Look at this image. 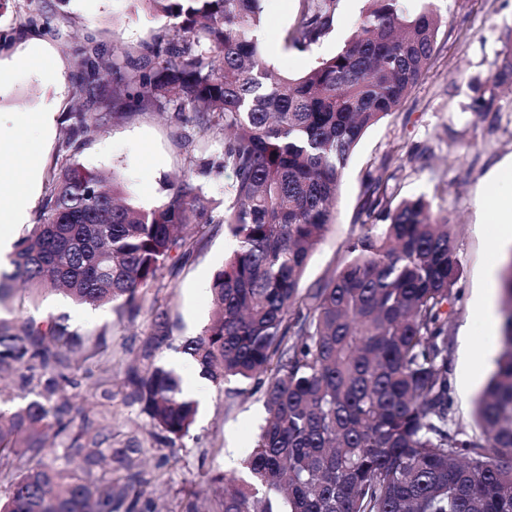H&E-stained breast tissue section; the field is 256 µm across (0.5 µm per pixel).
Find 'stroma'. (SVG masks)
<instances>
[{"label": "stroma", "instance_id": "35a3bbf8", "mask_svg": "<svg viewBox=\"0 0 512 512\" xmlns=\"http://www.w3.org/2000/svg\"><path fill=\"white\" fill-rule=\"evenodd\" d=\"M296 0H263L260 49L275 72L297 77L331 57L353 31L365 0H338L329 33L309 49L286 46L284 36L295 18ZM441 18L435 52L428 69L398 111L369 128L345 170L336 217L308 263L304 287L329 276L345 259L347 241L360 231L359 209L366 197L368 174L382 175L387 192L398 197L425 196L434 211L457 224V257L463 269L448 324L452 415L469 435L478 433L474 400L485 386L497 354L498 327L487 325L476 305L486 287L485 270L495 262L485 204L512 187L490 182L495 165L512 157V90H499L494 108H472L470 83L489 79L501 62V50L512 30V0H433ZM45 28L19 30L15 14L0 17V30L12 34L0 50V130L17 128L25 145L40 155L41 182H48L66 152L68 112L81 107L99 122L84 136L74 157L85 169L116 172L130 201L142 208L160 205L164 180L188 166L184 136H191L197 158L221 150L217 127L201 120L182 121L176 112L137 110L114 118L112 90L105 77L96 91L76 76V50L93 42L118 62L136 61L141 43L166 24L147 15L139 0H66L47 15ZM45 55L29 67L17 58L32 46ZM52 109L51 133L30 125L31 113ZM233 249L223 225H208L192 251L178 258L176 275H162L137 312L92 308L57 294L35 298L16 294L0 316L15 321L66 317L68 323L97 343L95 357L73 369L76 387L67 388L78 414L73 428L83 444L101 430L112 436V449L135 460L145 496L155 512H185L194 502L206 512L224 476L242 473L265 416L263 390L256 381L230 379L216 387L177 347L201 332L211 315L208 287L214 272ZM166 310L171 334L152 336L149 306ZM175 367L184 384L194 385L197 420L189 435L168 442L134 402L132 380L150 364Z\"/></svg>", "mask_w": 512, "mask_h": 512}]
</instances>
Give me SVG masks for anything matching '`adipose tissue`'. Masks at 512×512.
Wrapping results in <instances>:
<instances>
[{
    "label": "adipose tissue",
    "instance_id": "ef3b65f1",
    "mask_svg": "<svg viewBox=\"0 0 512 512\" xmlns=\"http://www.w3.org/2000/svg\"><path fill=\"white\" fill-rule=\"evenodd\" d=\"M39 178V161L26 150L19 151L16 167H0V256L12 250L14 229L27 220Z\"/></svg>",
    "mask_w": 512,
    "mask_h": 512
}]
</instances>
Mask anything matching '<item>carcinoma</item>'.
Returning <instances> with one entry per match:
<instances>
[{"mask_svg": "<svg viewBox=\"0 0 512 512\" xmlns=\"http://www.w3.org/2000/svg\"><path fill=\"white\" fill-rule=\"evenodd\" d=\"M169 19L141 45L128 74L106 50L78 60L89 83L160 112H193L224 130L218 170H230L213 215L189 165L163 182L164 202L142 209L117 174L74 164L91 115L69 113L68 154L54 169L38 223L0 271V303L15 291L60 292L75 303L141 308L144 290L191 252L206 224L235 242L210 285L213 314L181 352L217 386L265 376L267 417L244 465L224 478L210 512H512V258L501 278L500 348L476 400L480 433L454 427L448 318L462 269L454 225L420 196L395 201L368 177L360 233L343 266L301 288L333 223L351 154L365 131L397 111L424 74L439 16L432 0H367L352 35L305 74L274 76L254 32L262 0H138ZM337 0H298L284 41L303 49L330 30ZM512 85V37L473 107L492 110ZM79 330L60 318L0 317V380L25 370L34 397L0 405V512H152L133 475L112 479V443L78 438L50 456L48 435L72 424L62 350ZM170 441L190 434L198 406L177 372L154 365L133 394ZM107 464L102 484L83 474Z\"/></svg>", "mask_w": 512, "mask_h": 512, "instance_id": "obj_1", "label": "carcinoma"}]
</instances>
